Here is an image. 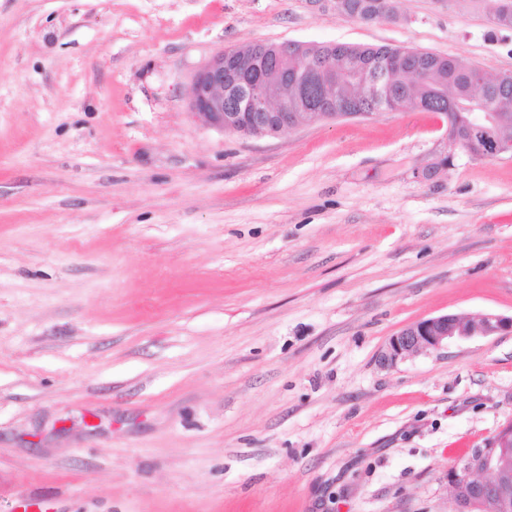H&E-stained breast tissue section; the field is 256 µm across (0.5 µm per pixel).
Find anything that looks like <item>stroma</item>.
<instances>
[{
	"label": "stroma",
	"mask_w": 512,
	"mask_h": 512,
	"mask_svg": "<svg viewBox=\"0 0 512 512\" xmlns=\"http://www.w3.org/2000/svg\"><path fill=\"white\" fill-rule=\"evenodd\" d=\"M0 0V512H455L512 421V155L438 112L228 134L188 107L253 41L412 47L512 73L486 0ZM496 334H512V316L487 314L478 319H464L443 314L417 322L391 336L378 353V363L383 368H392L415 353L441 349L455 339Z\"/></svg>",
	"instance_id": "stroma-1"
}]
</instances>
